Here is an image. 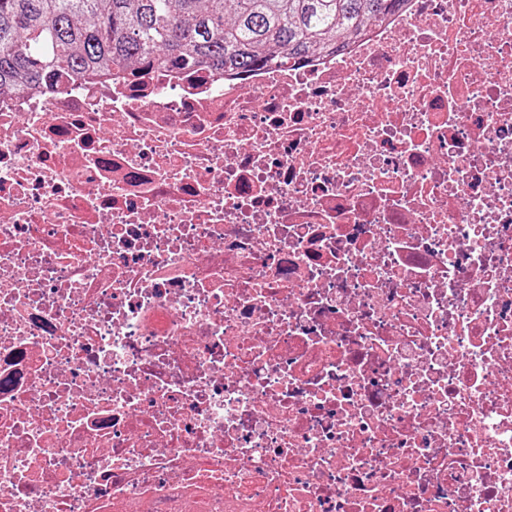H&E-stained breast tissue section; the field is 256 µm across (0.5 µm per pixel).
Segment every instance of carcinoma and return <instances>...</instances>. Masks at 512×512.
<instances>
[{
	"label": "carcinoma",
	"instance_id": "cac0c4a2",
	"mask_svg": "<svg viewBox=\"0 0 512 512\" xmlns=\"http://www.w3.org/2000/svg\"><path fill=\"white\" fill-rule=\"evenodd\" d=\"M404 0H0V93L145 69L239 73L340 52Z\"/></svg>",
	"mask_w": 512,
	"mask_h": 512
}]
</instances>
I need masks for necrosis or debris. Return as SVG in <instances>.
I'll return each mask as SVG.
<instances>
[{
    "mask_svg": "<svg viewBox=\"0 0 512 512\" xmlns=\"http://www.w3.org/2000/svg\"><path fill=\"white\" fill-rule=\"evenodd\" d=\"M0 512H512V0L0 94Z\"/></svg>",
    "mask_w": 512,
    "mask_h": 512,
    "instance_id": "4bbe7bcc",
    "label": "necrosis or debris"
}]
</instances>
